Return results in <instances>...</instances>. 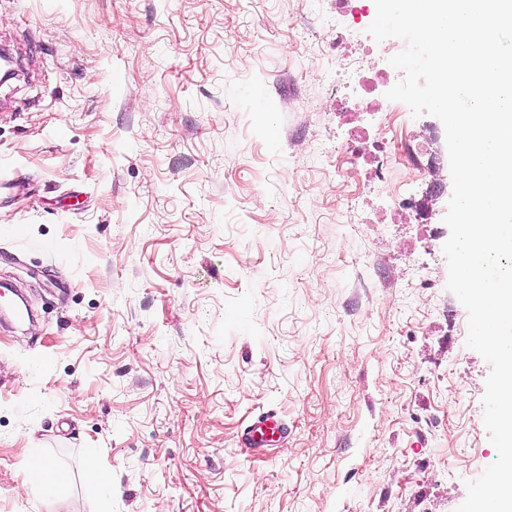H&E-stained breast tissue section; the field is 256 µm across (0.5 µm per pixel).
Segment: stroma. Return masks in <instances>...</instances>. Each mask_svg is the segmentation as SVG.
<instances>
[{"label":"stroma","mask_w":512,"mask_h":512,"mask_svg":"<svg viewBox=\"0 0 512 512\" xmlns=\"http://www.w3.org/2000/svg\"><path fill=\"white\" fill-rule=\"evenodd\" d=\"M335 0H0V512H456L498 458L490 367L447 289L443 218H404L419 135ZM343 36V51L330 44ZM276 411L285 446L247 455ZM35 449L61 481L37 490ZM111 493L89 494L99 476Z\"/></svg>","instance_id":"obj_1"}]
</instances>
